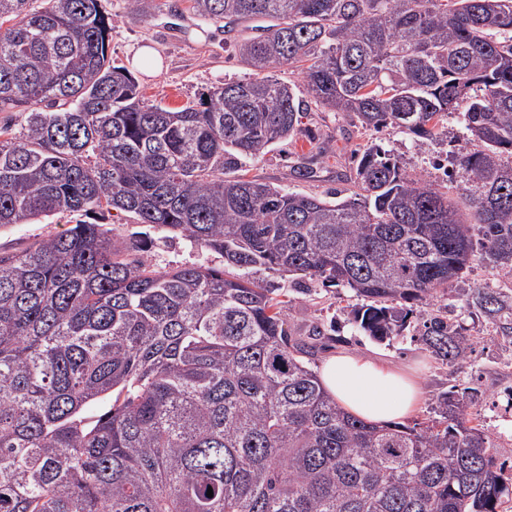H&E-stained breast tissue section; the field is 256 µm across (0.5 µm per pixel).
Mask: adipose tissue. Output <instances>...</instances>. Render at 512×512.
<instances>
[{
  "instance_id": "adipose-tissue-1",
  "label": "adipose tissue",
  "mask_w": 512,
  "mask_h": 512,
  "mask_svg": "<svg viewBox=\"0 0 512 512\" xmlns=\"http://www.w3.org/2000/svg\"><path fill=\"white\" fill-rule=\"evenodd\" d=\"M319 378L347 411L377 423L407 417L422 398L410 373L358 355L342 353L327 358Z\"/></svg>"
}]
</instances>
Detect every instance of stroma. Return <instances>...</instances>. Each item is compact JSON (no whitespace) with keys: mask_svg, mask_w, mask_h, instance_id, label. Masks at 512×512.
I'll use <instances>...</instances> for the list:
<instances>
[{"mask_svg":"<svg viewBox=\"0 0 512 512\" xmlns=\"http://www.w3.org/2000/svg\"><path fill=\"white\" fill-rule=\"evenodd\" d=\"M106 8L112 15V62L131 71L146 101L179 107L197 100L200 93L211 87L248 72L232 50L224 46L228 38L250 36L246 23H239L233 33H224L217 24L197 16L190 0H153L151 9L145 13L130 10L125 0H108ZM145 47L157 52L161 60L160 70L151 75L142 72L134 62L136 53ZM378 140L399 155L409 170L424 175L441 192L454 193L458 176L453 154L466 142L461 117L456 112L449 114L436 139L420 146L409 132L377 133L338 119L335 113L314 109L303 115L288 141L274 144L256 159L247 161L245 173L290 192L323 198L337 189H351L357 153ZM302 164L317 168V178L295 179L293 170ZM77 221V216L57 214L39 222L11 225L0 230V249L23 250ZM105 222L114 239L128 244L149 239L148 255L157 266L224 265L221 255L180 238H168L165 231L136 223L127 214L112 212ZM500 282L496 269L477 261L466 274L464 288L495 286ZM302 285L303 292L288 293L291 304L286 329L294 340L306 337L312 329L322 330L311 362L313 369H320L329 356L348 352L413 373L423 398L406 417L409 425L426 418L437 396L450 388L468 391L475 400L473 412L478 413L481 426L497 442L499 459L512 465L511 339L497 336L481 319L463 317L474 347L469 364L455 370L432 357L417 341L418 322H411L403 337L380 343L351 322L350 311L356 299L348 289L307 279ZM464 288H450L447 295L435 300V307L447 309L449 317H462Z\"/></svg>","mask_w":512,"mask_h":512,"instance_id":"obj_1","label":"stroma"}]
</instances>
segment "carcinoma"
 Returning <instances> with one entry per match:
<instances>
[{"mask_svg":"<svg viewBox=\"0 0 512 512\" xmlns=\"http://www.w3.org/2000/svg\"><path fill=\"white\" fill-rule=\"evenodd\" d=\"M104 2L0 0V112L25 127L0 126V228L83 216L0 251V512H498L512 477L466 396L412 426L350 414L310 367L321 331L291 340L290 301L252 273L349 289L378 342L475 260L512 280V0H192L215 24H271L233 41L249 76L179 108L112 65ZM284 66L306 98L265 74ZM461 101L478 148L454 155V197L376 143L349 197L227 176L313 106L423 141ZM111 210L224 269L129 252ZM464 309L512 337V289ZM417 340L456 370L472 351L441 314Z\"/></svg>","mask_w":512,"mask_h":512,"instance_id":"1","label":"carcinoma"}]
</instances>
